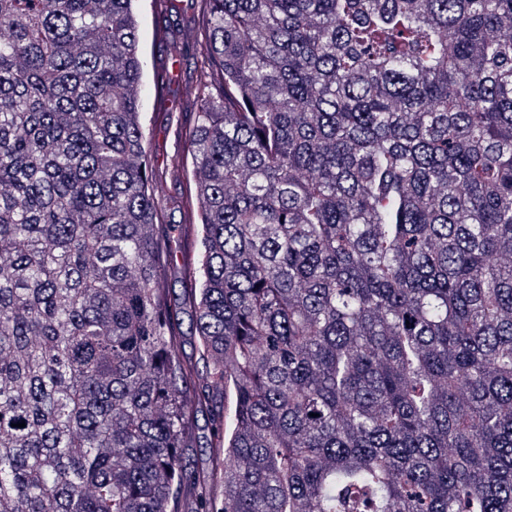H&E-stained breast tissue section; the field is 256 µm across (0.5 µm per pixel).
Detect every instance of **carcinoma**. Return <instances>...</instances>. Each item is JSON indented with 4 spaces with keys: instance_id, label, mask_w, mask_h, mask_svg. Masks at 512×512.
I'll return each mask as SVG.
<instances>
[{
    "instance_id": "carcinoma-1",
    "label": "carcinoma",
    "mask_w": 512,
    "mask_h": 512,
    "mask_svg": "<svg viewBox=\"0 0 512 512\" xmlns=\"http://www.w3.org/2000/svg\"><path fill=\"white\" fill-rule=\"evenodd\" d=\"M135 2L0 0V512H512V0H198L177 299ZM183 238L176 236L172 242L173 256L166 271V288H171L175 295H179L183 288V262L181 251ZM178 318L180 323V332L182 337L180 354L188 357L199 358V339L194 335L192 330L190 311L186 308L178 310ZM210 435L211 430L208 420L205 417H199V421L189 443L190 448L187 452L191 470L200 478L207 474L209 468L207 448L203 447L209 443Z\"/></svg>"
}]
</instances>
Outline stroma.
I'll return each instance as SVG.
<instances>
[{
  "instance_id": "1",
  "label": "stroma",
  "mask_w": 512,
  "mask_h": 512,
  "mask_svg": "<svg viewBox=\"0 0 512 512\" xmlns=\"http://www.w3.org/2000/svg\"><path fill=\"white\" fill-rule=\"evenodd\" d=\"M145 61L144 110L147 153L155 172L154 194L166 222L185 221L182 204L194 189L191 133L202 83L207 31L195 0L160 15L153 0H138Z\"/></svg>"
}]
</instances>
